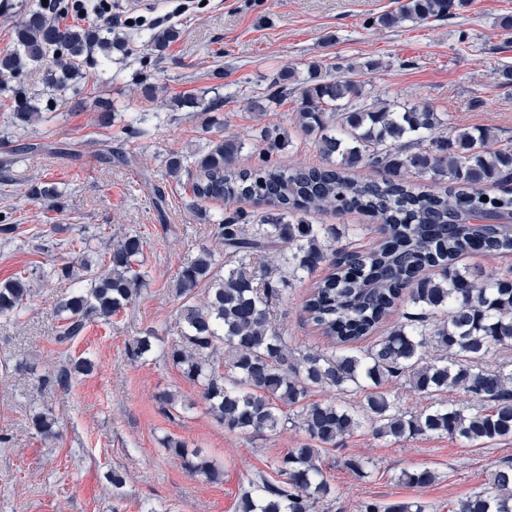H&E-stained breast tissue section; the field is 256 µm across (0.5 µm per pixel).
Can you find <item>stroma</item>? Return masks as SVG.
I'll use <instances>...</instances> for the list:
<instances>
[{"label":"stroma","mask_w":512,"mask_h":512,"mask_svg":"<svg viewBox=\"0 0 512 512\" xmlns=\"http://www.w3.org/2000/svg\"><path fill=\"white\" fill-rule=\"evenodd\" d=\"M397 8V0H206L172 20L181 36L159 53L148 42L155 32L149 20L168 7L155 0L143 11L147 25L123 31L132 53L119 74L110 78L101 68L87 69L82 105L28 129L23 140L34 149L13 166L9 189L0 192V212L19 225L24 244L0 240V282L59 258V241L131 229L146 242L141 261L151 278L134 304L110 323L91 324L65 349L54 341L60 325L54 306L71 292L69 282L36 286L23 319L0 317V512H237L249 480L275 478L276 459L303 443L304 432L291 426L262 435L225 430L207 413L197 386L161 352L138 361L128 355L135 337L172 338L179 305L175 274L213 245L208 225L188 208L189 188L169 176L165 159L192 151L210 118L245 141L240 167L259 164L262 129L291 140L273 161L319 164L312 141L294 128V99L263 114L247 104L279 72L311 62L325 77L337 78L342 63L379 61L378 69L358 76L371 99L427 104L451 126L489 128L499 140L512 139V84L502 78L503 68L512 66V34L497 25L499 17L512 15V0H468L465 9L435 21L375 24L376 16ZM215 90L224 102L209 115L176 104L177 98ZM103 99L115 107L107 130L96 123ZM140 114L153 129L147 141L125 133ZM107 138L128 163L99 159V144ZM41 181L63 190V210L26 196L27 187ZM159 193L165 198L160 207ZM328 271L324 264L314 277L292 280L274 309L275 326L294 348L328 346L302 310L313 278ZM65 358H88L95 368L62 391L47 378ZM163 391L191 403V410L165 413L158 401ZM43 406L58 417L56 433L48 437L31 423L33 410ZM167 435L202 450L221 480L184 470L161 444ZM352 457L372 461L369 477L346 467ZM320 461L336 498L318 512H360L369 500H417L425 512H457L497 466L512 462V439L486 447L445 434L394 441L365 427L322 450ZM414 469L434 471L435 481L423 488L400 481L402 471ZM115 470L126 478L117 491L110 482Z\"/></svg>","instance_id":"obj_1"}]
</instances>
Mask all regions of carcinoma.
I'll return each mask as SVG.
<instances>
[{"instance_id":"1","label":"carcinoma","mask_w":512,"mask_h":512,"mask_svg":"<svg viewBox=\"0 0 512 512\" xmlns=\"http://www.w3.org/2000/svg\"><path fill=\"white\" fill-rule=\"evenodd\" d=\"M465 5V0H404L397 12L381 14L376 22L383 27L421 22ZM14 41V50L0 56V84L39 68L54 92L42 109L36 95L14 88L10 124L17 131L41 119V111L58 112L83 93L82 65L94 53L108 61L114 53H129L128 42L112 35L108 22L63 27L42 8L25 15ZM377 67L375 60L348 62L340 66L344 76L327 79L310 63L305 75L282 73L267 95L250 99L251 109L267 112L288 94L297 95L294 125L315 138L322 165L272 161L285 141L269 131L260 135L266 148L253 170L237 166L246 143L231 136L208 139L193 153H171L165 161L171 176L186 174L194 199L248 200L266 208L258 224L238 211L198 212L224 247L228 269H219L207 248L182 263L173 281L182 301L175 340L162 348L165 360L200 387L209 413L225 429L263 433L289 424L306 434V443L276 460L280 483L250 482L240 512H316L332 494L320 450L364 427L395 439L434 433L475 445L512 439V368L486 365L493 347L512 345V276L484 279L462 263L475 252L512 253V142L498 143L486 128L447 133L448 122L426 104L367 103L355 73ZM359 166L379 177H352ZM411 176L444 189L415 184ZM489 185L497 192H487ZM28 194L53 210L63 206L62 192L51 182L31 186ZM328 209L369 217L377 238L362 245L359 226L340 234L333 224L307 220ZM65 248L81 254L79 263L38 267L41 280L75 284L56 305L60 344L76 340L91 322H110L150 278L137 267L144 241L134 231L102 250L83 237L68 239ZM324 262L331 273L312 283L303 311L331 350L299 351L274 325L273 308L290 278L309 277ZM199 287L205 288L200 301ZM404 297L411 305L404 320L370 348L354 350ZM32 298L30 273H16L0 283V316L20 318ZM159 340L136 338L130 358L150 355ZM430 346L445 356L427 360ZM78 370L90 371L91 363H62L48 381L67 390ZM390 381H402L427 398L458 391L466 401L436 403L418 413L403 410L395 397L380 392ZM316 388L365 395L350 406L308 401ZM31 422L46 435L56 416L45 408ZM163 445L188 472L213 481L220 477L200 450L169 436ZM401 480L421 488L435 474L405 471ZM363 512H424V506L371 501ZM458 512H512V464L496 469L488 487L461 501Z\"/></svg>"}]
</instances>
